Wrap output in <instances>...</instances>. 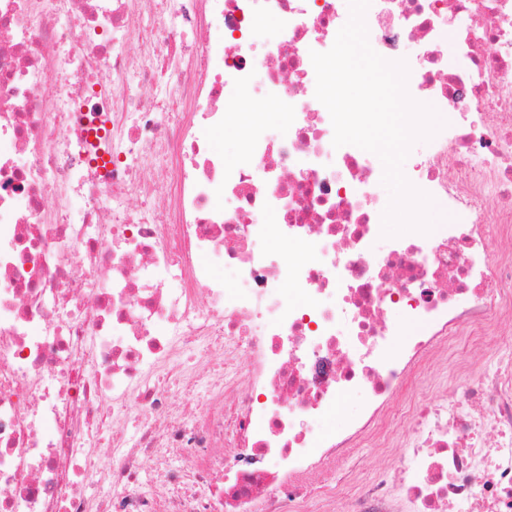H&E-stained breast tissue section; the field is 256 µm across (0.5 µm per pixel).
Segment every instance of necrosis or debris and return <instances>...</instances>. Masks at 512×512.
<instances>
[{"label":"necrosis or debris","instance_id":"1","mask_svg":"<svg viewBox=\"0 0 512 512\" xmlns=\"http://www.w3.org/2000/svg\"><path fill=\"white\" fill-rule=\"evenodd\" d=\"M464 14L456 54L448 18ZM347 0H0V512H512V350L441 403L424 368L512 319V0H372L373 50L446 125L408 180L459 218L382 238L312 52ZM151 87L141 101L136 84ZM284 125L213 142L243 102ZM496 226L497 249L472 212ZM358 402L349 429L320 421ZM394 467H402L408 463L407 448H392L389 455L383 454L378 448H355L348 458L338 464L337 473L321 471L311 472L306 480L304 509L301 512L317 511L323 500V487L337 478H344L353 472L360 475L365 485L378 472H381L387 463Z\"/></svg>","mask_w":512,"mask_h":512}]
</instances>
